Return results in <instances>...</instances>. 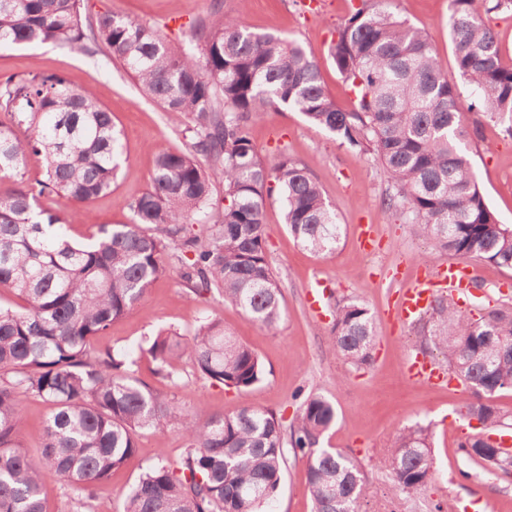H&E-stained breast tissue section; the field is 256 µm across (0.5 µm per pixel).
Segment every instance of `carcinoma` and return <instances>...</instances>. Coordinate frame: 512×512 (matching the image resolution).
<instances>
[{
  "instance_id": "carcinoma-1",
  "label": "carcinoma",
  "mask_w": 512,
  "mask_h": 512,
  "mask_svg": "<svg viewBox=\"0 0 512 512\" xmlns=\"http://www.w3.org/2000/svg\"><path fill=\"white\" fill-rule=\"evenodd\" d=\"M450 0L448 36L458 80L448 79L426 33L402 19L394 0H359L336 27L328 57L356 95L340 108L321 78L320 59L271 33H253L237 17L192 24L194 47L168 40L138 21L83 12V0H0V49L53 43L93 55L104 48L141 90L176 117L187 116V152H157L151 187L131 205V223L99 227L87 245L69 240L63 217L41 206L59 195L87 203L112 190L125 153L112 112L89 89L56 74L0 80V287L21 304H0V512H47V479L72 490L70 512H87L95 486L126 465L145 431L172 422L189 441L175 464L147 468L122 512H264L278 494L288 452L306 459L314 512H360V463L320 439L336 421L331 402L303 400L290 434L276 416L244 406L191 415L136 374V361L95 347V337L132 312L165 276L164 255L178 252L182 278L198 298L216 291L259 325L275 330L283 296L268 261L262 224L271 184L293 238L313 254L334 252L343 234L335 208L306 166L288 155L268 164L250 125L290 109L332 133L346 149L377 160L394 189L385 208L401 213L417 236L455 259L480 258L512 268V225L486 202L471 158V134L459 107L502 124L512 137V63L482 13L512 11V0ZM30 154L44 178H19ZM213 165L207 173L198 157ZM224 184V210L206 238L192 232L213 179ZM423 344L445 358L448 374L470 390L460 412L483 432L460 442L478 464L512 455L491 440L508 418L482 397L512 389V310L477 319L437 297L420 317ZM376 339L370 309L347 298L334 305L332 343L354 368L371 364ZM155 375L175 381L187 357L199 378L245 393L266 377L260 355L223 322L202 323L190 337L160 331L140 349ZM29 397L51 404L40 456L19 436ZM391 491L418 497L432 479L428 430L410 427L383 450Z\"/></svg>"
}]
</instances>
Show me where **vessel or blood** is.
Returning a JSON list of instances; mask_svg holds the SVG:
<instances>
[{
	"instance_id": "1",
	"label": "vessel or blood",
	"mask_w": 512,
	"mask_h": 512,
	"mask_svg": "<svg viewBox=\"0 0 512 512\" xmlns=\"http://www.w3.org/2000/svg\"><path fill=\"white\" fill-rule=\"evenodd\" d=\"M477 270L467 262H451L425 271L410 286L398 291L389 308V316L397 323H405L425 311L433 300L437 287L465 292L475 283ZM405 375L410 382L424 385H442L447 381L443 372L430 362L414 358L406 363Z\"/></svg>"
}]
</instances>
